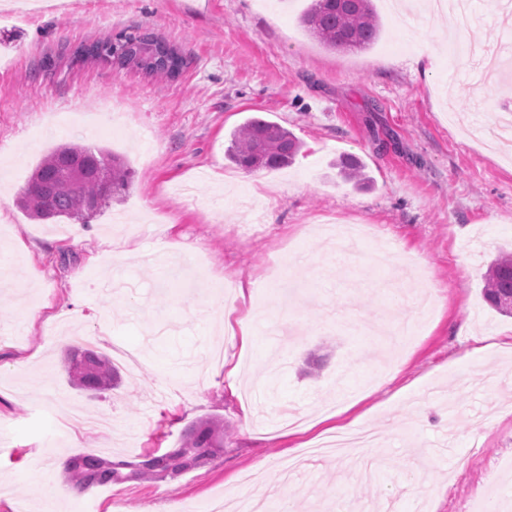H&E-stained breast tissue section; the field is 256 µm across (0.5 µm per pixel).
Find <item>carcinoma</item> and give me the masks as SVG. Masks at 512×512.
Listing matches in <instances>:
<instances>
[{"instance_id": "cac0c4a2", "label": "carcinoma", "mask_w": 512, "mask_h": 512, "mask_svg": "<svg viewBox=\"0 0 512 512\" xmlns=\"http://www.w3.org/2000/svg\"><path fill=\"white\" fill-rule=\"evenodd\" d=\"M300 24L329 49H362L379 34L371 0H311L299 16ZM165 40L150 33L100 37L77 50L85 59L109 60L114 65L143 71L152 77L174 80L186 65L179 50L163 48ZM300 149L296 138L279 124L263 117L247 118L230 132L227 159L247 173L273 170L290 163ZM337 175L358 188L369 183L365 165L353 155H343L332 164ZM134 173L123 158L103 149L81 145L60 147L36 167L21 198L23 209L39 220H86L129 188ZM483 296L491 307L512 315V254L492 260L485 276ZM71 384L98 393L114 385L117 371L111 361L91 350L71 351L66 360ZM224 447V431L200 419L187 427L179 446L154 455L150 464L113 461L96 454L69 459L65 471L74 488L109 485L124 480H162L164 473H181L198 466Z\"/></svg>"}]
</instances>
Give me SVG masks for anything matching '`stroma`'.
I'll use <instances>...</instances> for the list:
<instances>
[{
	"label": "stroma",
	"instance_id": "stroma-1",
	"mask_svg": "<svg viewBox=\"0 0 512 512\" xmlns=\"http://www.w3.org/2000/svg\"><path fill=\"white\" fill-rule=\"evenodd\" d=\"M0 0V512H209L244 498L273 512H512V317L483 275L512 250V162L484 131L506 98L465 54L512 48L479 4L475 24L395 14L380 36L326 48L298 22L308 0ZM187 58L174 80L79 59L133 29ZM302 147L278 171L224 157L252 115ZM126 158L133 181L91 223L31 219L20 198L38 163L71 144ZM354 154L369 189L337 177ZM243 293L224 312L216 281ZM492 345L468 358L476 342ZM74 347L108 356L119 388L73 386ZM239 388L227 387L230 367ZM251 414H244V407ZM224 422V448L174 479L73 490L58 459L137 462L185 427ZM374 430L382 463L351 475L333 453L298 452Z\"/></svg>",
	"mask_w": 512,
	"mask_h": 512
}]
</instances>
